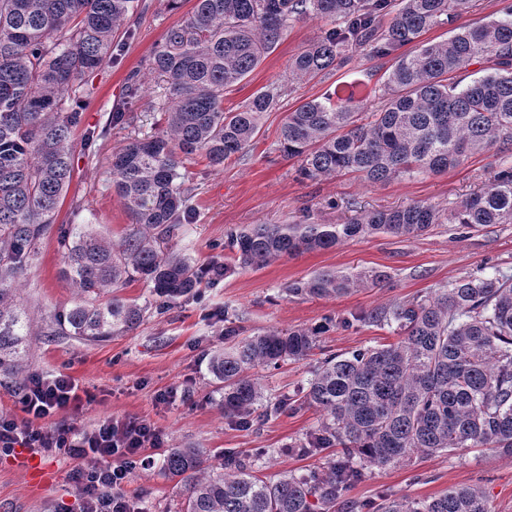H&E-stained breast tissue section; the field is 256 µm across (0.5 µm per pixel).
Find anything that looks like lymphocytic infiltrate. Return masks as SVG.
Segmentation results:
<instances>
[{"instance_id":"1","label":"lymphocytic infiltrate","mask_w":512,"mask_h":512,"mask_svg":"<svg viewBox=\"0 0 512 512\" xmlns=\"http://www.w3.org/2000/svg\"><path fill=\"white\" fill-rule=\"evenodd\" d=\"M80 402L78 386L69 375L61 373L50 379L29 376L19 399L27 418L19 421L0 416V452L10 453L19 445L62 448L78 460L93 458V465L74 472L80 487L79 512H140L120 488L146 449L162 447V434L153 424L139 419L108 420L80 435L65 428L48 432L38 427V420Z\"/></svg>"}]
</instances>
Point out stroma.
I'll list each match as a JSON object with an SVG mask.
<instances>
[{"instance_id":"obj_1","label":"stroma","mask_w":512,"mask_h":512,"mask_svg":"<svg viewBox=\"0 0 512 512\" xmlns=\"http://www.w3.org/2000/svg\"><path fill=\"white\" fill-rule=\"evenodd\" d=\"M194 0H136L120 28L111 60L86 77L87 94L80 105L74 135L73 177L66 196L45 236L37 258L20 278V303L33 320L27 370L43 376L63 372L78 384L83 398L42 419L44 427L91 431L100 422L138 418L154 424L164 435V447L151 450L149 467L132 468L121 488L142 512H174L176 483L162 474L171 448H198L216 455L229 450L266 449L255 465L259 477L277 480L284 473H301L322 466L324 455L287 453L317 426L321 411L313 406L286 411L250 428L231 424L219 406L221 394L208 370L207 351L222 347L224 317H237L243 336L270 329L308 328L325 316L343 318L352 312L389 307L419 295L446 289L466 276L496 271L512 276V224L465 229L438 224L415 238L375 234L346 241L326 250L283 257L259 268H236L216 286L202 287L200 297L182 300L156 314L151 284L141 280L122 288L123 298L145 306L146 318L135 330L99 342L52 335L54 315L71 298L62 275L64 254L60 230L89 226L119 239L134 227L112 187L109 161L128 138L154 133L168 106L163 84L144 74L135 99H128L129 76L142 71L154 47L190 15ZM512 0H470L467 12L451 23L425 32L428 41L447 39L452 28L499 17ZM328 19L307 17L289 23L276 49L263 58L242 83L225 90L224 108L237 110L253 93L266 88L282 91L279 104L264 113L260 133L250 150L224 165L196 156L184 163L186 184L193 190L192 218L184 223L176 246L197 263L222 256L227 230L249 224H341L364 211L387 210L410 203L435 206L448 213L478 191L505 167L503 155L490 150L470 156L461 166L440 174H418L370 183L355 173L317 180L303 179L300 159L279 150V133L288 112L300 104L323 99L337 84L362 81L381 88L394 60L371 59L355 53L346 66L316 78H295L288 63L322 33ZM124 112L125 122L112 115ZM379 271V286H360L335 297L289 295L286 287L321 272L368 274ZM395 327L354 323L336 326L320 336L318 353H346L358 348L398 342ZM311 360L291 361L276 369H259L265 396L305 395ZM174 388L178 399L156 404L158 391ZM77 460L55 448H17L0 455V512H77L80 490L73 479ZM475 485L487 497L492 512H512V458L487 448L420 455L409 463L370 468L347 497L379 502L381 496L424 501L454 486Z\"/></svg>"}]
</instances>
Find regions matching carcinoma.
Here are the masks:
<instances>
[{
  "label": "carcinoma",
  "mask_w": 512,
  "mask_h": 512,
  "mask_svg": "<svg viewBox=\"0 0 512 512\" xmlns=\"http://www.w3.org/2000/svg\"><path fill=\"white\" fill-rule=\"evenodd\" d=\"M135 0H0V374L22 385L31 323L15 283L38 253L73 175V129L79 112L63 106L84 96V76L113 58L112 40ZM470 0H196L191 16L168 31L146 60L167 84L164 127L112 153V185L137 228L118 242L83 228L65 232L63 276L74 290L54 316L61 332L97 342L130 331L145 309L118 295L139 279L153 285L158 310L197 296L231 271L262 268L282 256L372 234L417 237L442 215L414 203L367 211L344 224H251L227 231L234 264L198 265L174 248L189 189L183 161L213 165L248 149L278 91L224 111V90L242 82L280 41L288 23L313 15L337 22L294 56L289 73L315 78L343 67L348 51L394 57L381 89L385 104L358 123L367 84L338 88L288 113L280 150L302 160L315 180L355 172L370 182L442 173L470 156L512 151V9L460 26L444 41L421 36L468 9ZM481 67L475 71L470 67ZM469 83H464L465 79ZM472 229L512 223V167L497 172L448 215ZM364 282L360 275L316 274L287 286L293 296L330 297ZM394 321V344L329 354L313 367L305 402L324 412L299 446L316 455L337 448L322 469L265 481L252 472L264 455L170 448L166 477L182 487L178 512H357L366 503L345 494L367 467L384 468L418 454L489 448L512 457V278L468 276L443 291L340 321ZM329 325L268 330L208 354L224 384V417L241 428L273 413L295 411L283 396L263 403L251 371L307 359ZM379 512H490L477 486L451 487L430 501L385 497Z\"/></svg>",
  "instance_id": "carcinoma-1"
}]
</instances>
